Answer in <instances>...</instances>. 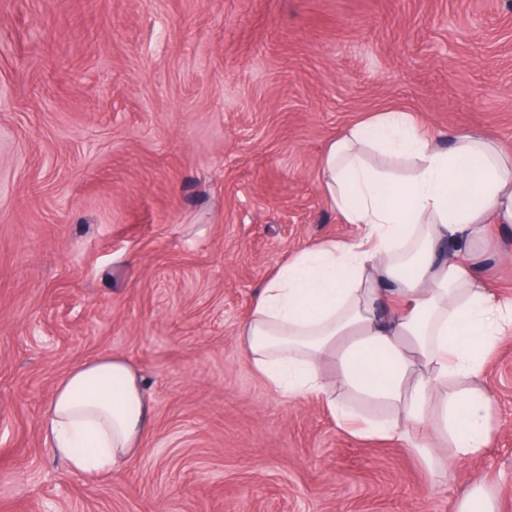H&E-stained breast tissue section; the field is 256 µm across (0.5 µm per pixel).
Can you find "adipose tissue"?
Segmentation results:
<instances>
[{"instance_id": "1", "label": "adipose tissue", "mask_w": 512, "mask_h": 512, "mask_svg": "<svg viewBox=\"0 0 512 512\" xmlns=\"http://www.w3.org/2000/svg\"><path fill=\"white\" fill-rule=\"evenodd\" d=\"M370 147L387 169L368 164ZM318 181L358 235L281 264L238 328L240 348L288 397L321 396L349 433L406 442L429 467L447 447L480 454L491 401L467 382L512 333V302L470 256L491 225L512 224V152L478 131L443 145L407 113L382 112L328 143ZM151 415L140 375L104 356L60 379L43 425L74 470L104 473L134 457Z\"/></svg>"}]
</instances>
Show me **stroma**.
<instances>
[{"label":"stroma","instance_id":"1","mask_svg":"<svg viewBox=\"0 0 512 512\" xmlns=\"http://www.w3.org/2000/svg\"><path fill=\"white\" fill-rule=\"evenodd\" d=\"M393 110L512 151V0H0V512H458L477 475L512 512V335L474 380L489 445L441 487L236 342L279 263L354 238L317 167ZM474 262L512 300V224ZM105 355L151 431L77 472L43 414Z\"/></svg>","mask_w":512,"mask_h":512}]
</instances>
